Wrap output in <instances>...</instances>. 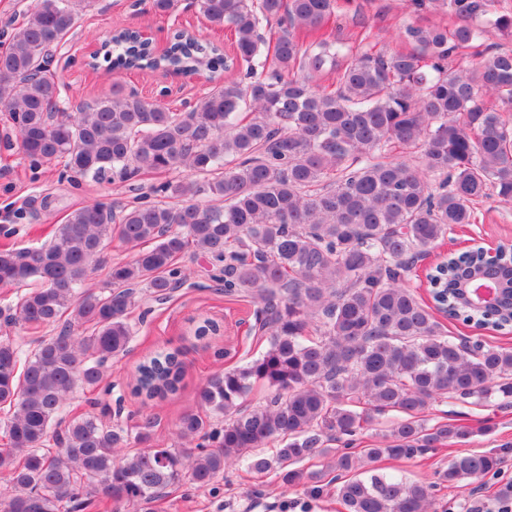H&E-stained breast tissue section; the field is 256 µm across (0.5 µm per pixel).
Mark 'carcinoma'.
<instances>
[{"mask_svg": "<svg viewBox=\"0 0 512 512\" xmlns=\"http://www.w3.org/2000/svg\"><path fill=\"white\" fill-rule=\"evenodd\" d=\"M92 3L34 0L0 53V105L30 166L62 158L74 184L194 177L152 186L157 201L87 204L49 242L0 249V288L38 284L8 320L57 329L30 352L0 342V512H82L92 497L146 507L184 477L208 488L233 461L313 494L332 471L347 512H428L430 487L364 463L464 440L456 424L425 422L447 393L512 406V349L458 342L438 318L481 254H450L427 273L432 307L407 284L414 261L471 223L477 202L512 205V50L478 51L495 0H413L446 6L456 21L404 22L398 37L410 49L394 53L365 30L362 49L341 59L323 32L340 0H196L211 28L229 32L233 55L194 36L158 54L121 30L99 56L109 71L202 65L213 82L205 96L172 112L115 86L70 112L63 85L32 74ZM273 20L285 30L271 40L263 28ZM114 238L134 254L97 291L90 276ZM187 252L213 261L224 295L251 300L267 341L200 387L204 412L178 423L194 447L151 446L150 415L134 436L92 415L62 420L74 390L98 388L105 363L128 350L141 290L162 300L187 282L176 263ZM497 275L500 305L512 310V265ZM182 374L179 351L157 350L139 362L133 391L164 400ZM257 385L270 394L246 403ZM389 413L398 420L380 443L331 456L332 442ZM315 454L330 470L299 467ZM499 463L461 455L440 480L457 486Z\"/></svg>", "mask_w": 512, "mask_h": 512, "instance_id": "cac0c4a2", "label": "carcinoma"}]
</instances>
